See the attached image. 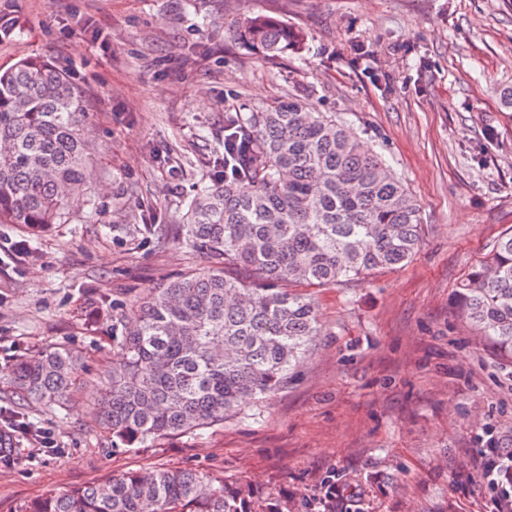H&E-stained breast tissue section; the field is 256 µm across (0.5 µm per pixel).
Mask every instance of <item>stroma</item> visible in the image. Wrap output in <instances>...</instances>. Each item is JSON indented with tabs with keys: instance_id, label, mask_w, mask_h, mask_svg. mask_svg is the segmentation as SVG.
<instances>
[{
	"instance_id": "1",
	"label": "stroma",
	"mask_w": 512,
	"mask_h": 512,
	"mask_svg": "<svg viewBox=\"0 0 512 512\" xmlns=\"http://www.w3.org/2000/svg\"><path fill=\"white\" fill-rule=\"evenodd\" d=\"M0 68L41 56L85 94L91 156L67 223L0 224V367L79 357L44 443L0 468V512L128 471L197 469L294 512H490L476 456L512 446V360L462 318L456 286L512 227V0H0ZM270 15L306 34L267 59L230 28ZM298 94L350 122L417 199L408 265L310 288L321 334L278 394L197 435L113 446L93 422L112 334L164 283L207 267L175 228L224 152L225 111Z\"/></svg>"
}]
</instances>
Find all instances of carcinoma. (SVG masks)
Here are the masks:
<instances>
[{
	"mask_svg": "<svg viewBox=\"0 0 512 512\" xmlns=\"http://www.w3.org/2000/svg\"><path fill=\"white\" fill-rule=\"evenodd\" d=\"M263 57L300 53L305 35L256 16L232 29ZM85 96L51 62L0 69V224L35 231L67 221L84 188ZM222 170L187 205L178 241L209 266L144 298L120 335L96 424L126 446L193 435L235 415L246 398L288 386L320 335L314 302L288 286L364 279L408 264L423 237L421 209L381 154L352 125L289 96L224 113ZM462 317L512 358V230L457 284ZM14 421L35 439L24 407L62 410L77 372L65 347L0 370ZM0 429V466L26 462ZM18 512H291L252 487L192 469L131 471L47 492Z\"/></svg>",
	"mask_w": 512,
	"mask_h": 512,
	"instance_id": "cac0c4a2",
	"label": "carcinoma"
}]
</instances>
